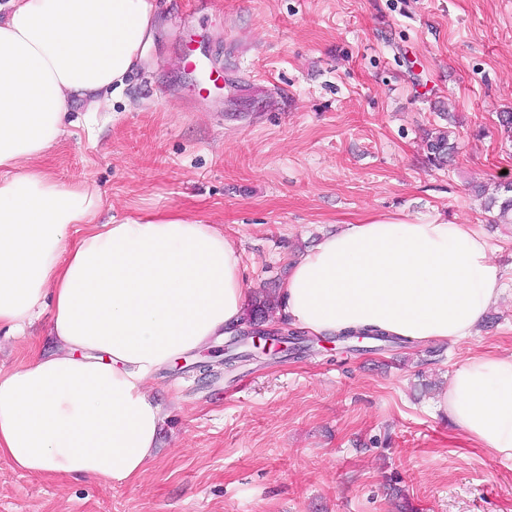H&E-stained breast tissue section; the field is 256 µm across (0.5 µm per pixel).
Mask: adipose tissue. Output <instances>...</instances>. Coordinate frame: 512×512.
<instances>
[{
    "mask_svg": "<svg viewBox=\"0 0 512 512\" xmlns=\"http://www.w3.org/2000/svg\"><path fill=\"white\" fill-rule=\"evenodd\" d=\"M155 34L152 0H0V331L51 316L47 349L0 367V459L29 474L137 481L165 421L154 372L230 335L252 297L223 225L103 223L97 189L44 166L70 108L111 110ZM491 254L466 224H348L290 258L278 314L319 336L459 342L506 292ZM434 408L512 458V356L455 365Z\"/></svg>",
    "mask_w": 512,
    "mask_h": 512,
    "instance_id": "adipose-tissue-1",
    "label": "adipose tissue"
}]
</instances>
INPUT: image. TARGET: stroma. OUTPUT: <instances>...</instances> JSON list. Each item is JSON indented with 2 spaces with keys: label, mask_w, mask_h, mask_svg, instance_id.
I'll use <instances>...</instances> for the list:
<instances>
[{
  "label": "stroma",
  "mask_w": 512,
  "mask_h": 512,
  "mask_svg": "<svg viewBox=\"0 0 512 512\" xmlns=\"http://www.w3.org/2000/svg\"><path fill=\"white\" fill-rule=\"evenodd\" d=\"M157 31L122 101L73 125L46 165L88 183L100 221L176 212L224 227L256 289L347 224H468L512 277V224L477 183L512 181V0H156ZM221 87L204 91L186 55ZM452 107L459 150L425 161ZM472 338L304 348L224 367V344L149 383L160 451L136 482L46 480L0 459V512H512V459L478 448L433 402L453 366L512 356V295ZM48 317L0 341V365L46 341Z\"/></svg>",
  "instance_id": "1"
}]
</instances>
